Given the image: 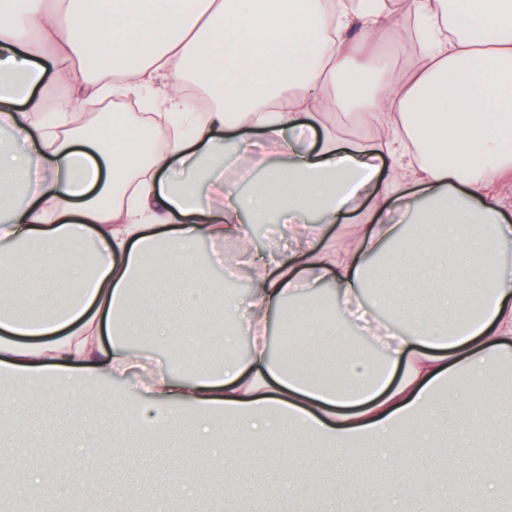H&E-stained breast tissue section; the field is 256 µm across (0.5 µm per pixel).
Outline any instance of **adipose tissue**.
Returning a JSON list of instances; mask_svg holds the SVG:
<instances>
[{
	"label": "adipose tissue",
	"instance_id": "ef3b65f1",
	"mask_svg": "<svg viewBox=\"0 0 512 512\" xmlns=\"http://www.w3.org/2000/svg\"><path fill=\"white\" fill-rule=\"evenodd\" d=\"M406 26H397L395 16ZM427 32L406 73L379 66L378 46L405 41L409 21ZM212 93L198 111L189 80ZM159 84L174 121L162 145L145 117L134 130L112 118L105 138L75 125L77 110ZM62 87L57 129L43 117L42 91ZM380 116L372 144L341 150L326 132L319 150L303 135L338 103ZM0 201L25 203L0 222V369L12 382L0 406L14 414L22 447L36 435L81 443L97 453L93 431L43 425L47 406L75 414L86 397L73 368L123 376L145 371L146 404L122 422L145 438L195 419L201 460L187 474L168 448L149 463L129 453L113 501L137 500L146 471L162 473L153 512H167L196 481L218 476L225 500L254 496L250 470L224 442L261 436L278 476L308 468L288 445L298 438L336 453V489L320 512L364 488L366 512H383L346 456L388 449L392 498H412L405 462L432 473L431 431L454 435L451 457L464 465L475 436L512 458V392L491 361L512 339V267L500 257L512 241L499 203L512 196V0H97L93 14L51 8L48 0H0ZM391 173L378 180V157ZM416 184L401 193L402 180ZM398 204L401 224L365 228L343 256L315 250L323 225L339 223L350 202ZM278 224L282 243L255 252L250 227ZM232 240L247 264L246 307L225 298L212 256L197 242ZM336 285V322L308 310L317 283ZM389 305L375 351L345 344L336 365L303 369L307 351L342 328L376 331L377 302ZM300 322L287 354L268 344L281 310ZM246 324L250 352L191 374L130 346L135 336L166 344L182 334L209 337L212 313ZM110 336L102 345L101 336Z\"/></svg>",
	"mask_w": 512,
	"mask_h": 512
}]
</instances>
